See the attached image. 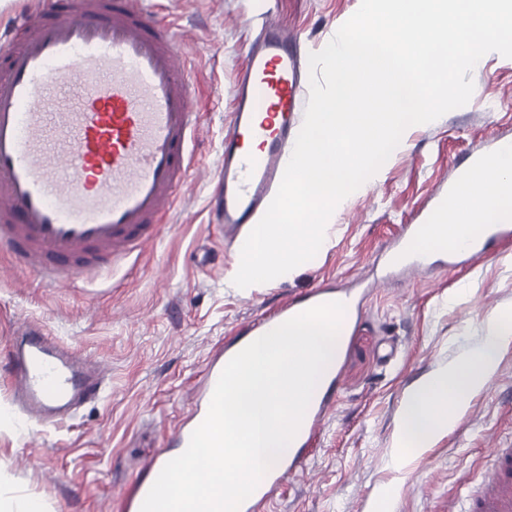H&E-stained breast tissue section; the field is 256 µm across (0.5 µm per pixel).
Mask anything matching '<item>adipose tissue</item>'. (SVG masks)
<instances>
[{"label": "adipose tissue", "instance_id": "ef3b65f1", "mask_svg": "<svg viewBox=\"0 0 512 512\" xmlns=\"http://www.w3.org/2000/svg\"><path fill=\"white\" fill-rule=\"evenodd\" d=\"M448 218L423 225L413 247H453L478 237L488 225L512 222V150L474 169L448 197ZM512 343V312L489 320L476 346L424 376L403 399L396 425L395 463L432 447L449 433L495 373Z\"/></svg>", "mask_w": 512, "mask_h": 512}]
</instances>
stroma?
Segmentation results:
<instances>
[{"label": "stroma", "instance_id": "1", "mask_svg": "<svg viewBox=\"0 0 512 512\" xmlns=\"http://www.w3.org/2000/svg\"><path fill=\"white\" fill-rule=\"evenodd\" d=\"M181 27L200 131L196 165L159 240L135 264L57 285L0 255V484L41 501L45 512H122L121 494L175 454L168 434L187 420L191 393L212 351L277 306L318 286L367 289L357 327L347 329L336 365L340 393L270 512H443L495 466L491 444L512 446V344L495 375L453 431L403 467L391 463L396 420L425 374L478 343L482 325L512 311V241L479 259L447 260L381 278L387 246L416 216H428L442 186L470 157L512 141V59L492 52L472 70L463 107L404 132L402 150L333 213L330 245L285 280L237 288L236 250L209 222L234 85L258 31V16L321 51L360 0H163ZM32 321L101 362L102 399L73 417L40 425L11 400L7 374L17 323Z\"/></svg>", "mask_w": 512, "mask_h": 512}]
</instances>
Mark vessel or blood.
Segmentation results:
<instances>
[{
    "label": "vessel or blood",
    "mask_w": 512,
    "mask_h": 512,
    "mask_svg": "<svg viewBox=\"0 0 512 512\" xmlns=\"http://www.w3.org/2000/svg\"><path fill=\"white\" fill-rule=\"evenodd\" d=\"M261 27L236 84L211 206L231 243L280 185L309 85L296 36L266 19ZM178 47L151 0H30L23 8L0 41V244L12 262L61 283L116 267L159 238L199 134ZM298 312L283 306L208 361L192 422L170 432L177 448L206 417L227 360ZM14 339L13 396L30 417H68L103 394L100 366L40 326L21 324ZM332 404L328 392L310 401L294 455L270 467L239 512H267ZM494 455L469 512H512V448Z\"/></svg>",
    "instance_id": "1"
}]
</instances>
